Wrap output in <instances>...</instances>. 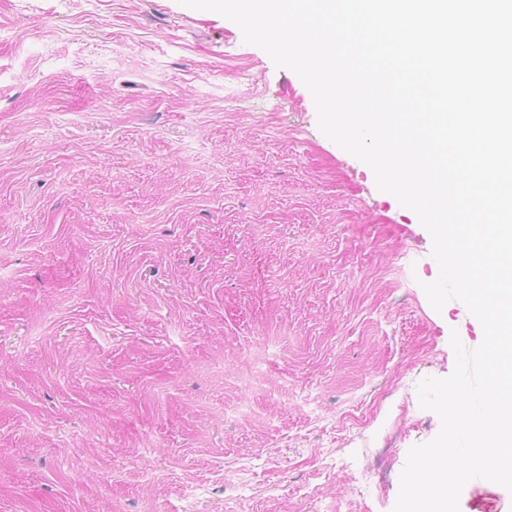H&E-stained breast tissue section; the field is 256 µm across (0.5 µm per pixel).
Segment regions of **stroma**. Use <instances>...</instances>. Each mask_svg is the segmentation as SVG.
<instances>
[{"label": "stroma", "mask_w": 512, "mask_h": 512, "mask_svg": "<svg viewBox=\"0 0 512 512\" xmlns=\"http://www.w3.org/2000/svg\"><path fill=\"white\" fill-rule=\"evenodd\" d=\"M431 250L223 16L0 0V512H393Z\"/></svg>", "instance_id": "35a3bbf8"}]
</instances>
